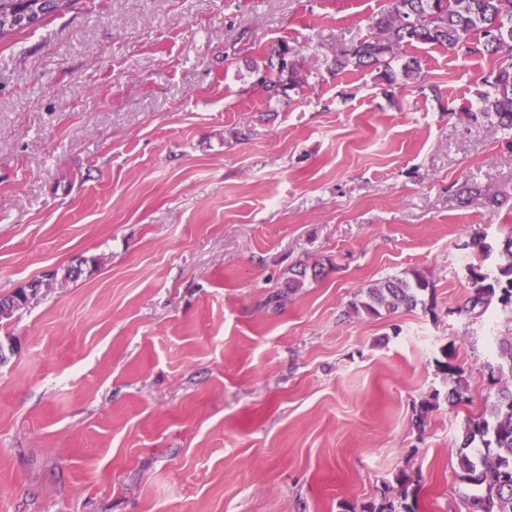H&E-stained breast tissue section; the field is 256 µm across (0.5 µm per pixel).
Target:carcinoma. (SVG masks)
<instances>
[{
	"label": "carcinoma",
	"mask_w": 512,
	"mask_h": 512,
	"mask_svg": "<svg viewBox=\"0 0 512 512\" xmlns=\"http://www.w3.org/2000/svg\"><path fill=\"white\" fill-rule=\"evenodd\" d=\"M41 0H0V19L13 16L6 26L0 24V37L32 27L24 15L35 10ZM439 45L456 56L479 53L495 63L485 78L489 91L477 110L463 107L460 113L470 123L495 119L502 127L512 129V0H388L387 9L373 18L369 32L336 52L331 72L348 67L370 69L376 78L395 82L392 63L401 59L400 50L412 44ZM301 49L283 40L275 45L264 60H253L249 66L251 88L260 90L269 99L287 98L320 81L322 74L303 69L296 61ZM505 263L495 276L480 277L482 266L471 264L475 293L462 311L471 313L487 309L497 302L512 311V233L499 243ZM324 268L318 264L298 265L289 270L284 289L269 296L266 304L279 307L292 293L305 287L310 279L322 277ZM429 288L419 273L410 277H390L366 288L351 303L356 315L379 317L401 308L411 310L422 302L421 295ZM28 294L20 289L0 300V317L5 318L21 308ZM504 363L488 365V377L503 368L512 373V336L500 342ZM454 345L442 351L437 369L448 380V403L464 399L468 380L464 370L453 362ZM459 502L457 512H512V385L498 389L496 401L485 413L467 420L459 443ZM414 477L401 471L393 483L385 486L380 497L363 504L360 512H417L411 486Z\"/></svg>",
	"instance_id": "obj_1"
}]
</instances>
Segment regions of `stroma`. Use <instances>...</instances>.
<instances>
[{"label": "stroma", "mask_w": 512, "mask_h": 512, "mask_svg": "<svg viewBox=\"0 0 512 512\" xmlns=\"http://www.w3.org/2000/svg\"><path fill=\"white\" fill-rule=\"evenodd\" d=\"M386 6L70 0L0 38V298L39 284L0 319V512H341L402 470L418 512H454L512 331L462 311L469 264H501L473 237L512 232V132L457 113L491 64L408 47L418 79L349 68L271 101L247 69L283 37L327 67ZM412 272L423 306L350 313ZM290 275L286 278L284 282L285 290H281L278 293L269 296L266 301L267 305H273L274 307H279L282 304V301L288 298L289 294L296 293L302 288L305 287L308 279L317 280L322 277L324 274V268L319 264H314L312 266L301 264L293 267L288 272ZM454 346L449 345L442 350L443 360H437V369L448 380V392L446 398L448 403L454 405L464 399L468 391V380L464 376V370L453 362Z\"/></svg>", "instance_id": "obj_1"}]
</instances>
